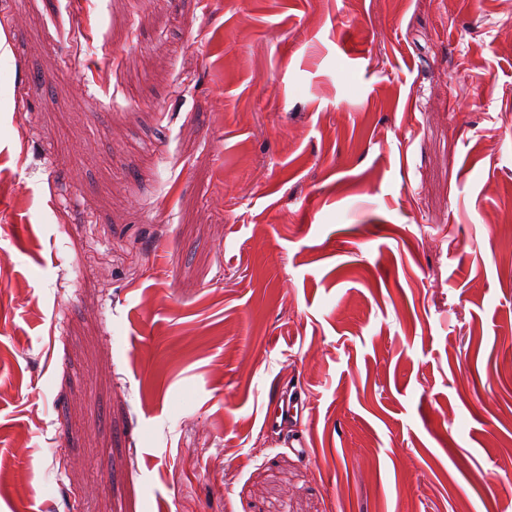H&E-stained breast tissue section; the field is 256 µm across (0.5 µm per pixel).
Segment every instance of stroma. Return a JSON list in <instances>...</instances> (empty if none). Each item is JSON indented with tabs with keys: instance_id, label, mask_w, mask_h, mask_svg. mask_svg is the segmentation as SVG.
Listing matches in <instances>:
<instances>
[{
	"instance_id": "35a3bbf8",
	"label": "stroma",
	"mask_w": 512,
	"mask_h": 512,
	"mask_svg": "<svg viewBox=\"0 0 512 512\" xmlns=\"http://www.w3.org/2000/svg\"><path fill=\"white\" fill-rule=\"evenodd\" d=\"M510 240L512 0H0V512H512Z\"/></svg>"
}]
</instances>
